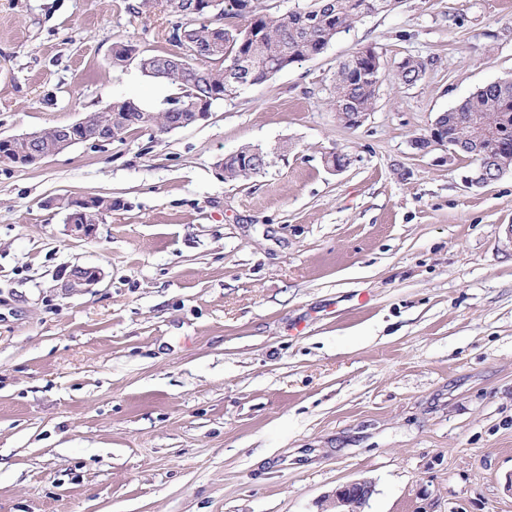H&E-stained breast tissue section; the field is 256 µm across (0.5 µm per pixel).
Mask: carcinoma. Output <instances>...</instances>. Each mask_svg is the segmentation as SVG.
<instances>
[{
	"label": "carcinoma",
	"mask_w": 512,
	"mask_h": 512,
	"mask_svg": "<svg viewBox=\"0 0 512 512\" xmlns=\"http://www.w3.org/2000/svg\"><path fill=\"white\" fill-rule=\"evenodd\" d=\"M391 2L311 0L304 9L276 14L262 8L259 0H251V11L234 27L219 23L211 14L188 20L171 7L169 13L177 21L173 23L170 41L199 48L202 51L199 62L184 65L177 63V58L171 54H157L139 57L138 64L145 75L175 86L177 94L189 90L196 95V100H209L213 93L230 83L229 67H237L239 76L251 81V85H260L273 76L269 70L270 62L280 58L293 64L309 59L337 34L347 31L365 12ZM325 3L332 6V21L324 26L309 24L304 15ZM255 29L262 34L258 40L250 38ZM424 70V62L408 58L397 66L394 77L404 85H411L421 78ZM379 78H383L380 56L373 47H366L341 63L335 77L336 111L368 113L377 95ZM112 111L129 112L135 118L123 130L125 134L152 126L150 111H137L129 100L113 101ZM502 112L512 114V83L487 85L448 110L440 118L439 135L449 143L466 145V150L471 153L474 147L467 145L469 134L477 126L492 128ZM485 149L492 153L497 168L512 170V119L499 127L497 137L486 142ZM255 151L256 148L247 146L224 159V176L231 180L252 176L246 168Z\"/></svg>",
	"instance_id": "1"
}]
</instances>
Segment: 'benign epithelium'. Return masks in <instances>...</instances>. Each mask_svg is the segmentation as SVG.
Listing matches in <instances>:
<instances>
[{"label": "benign epithelium", "mask_w": 512, "mask_h": 512, "mask_svg": "<svg viewBox=\"0 0 512 512\" xmlns=\"http://www.w3.org/2000/svg\"><path fill=\"white\" fill-rule=\"evenodd\" d=\"M184 2L188 3V8L185 10L187 14L199 16L213 11L215 17L221 20L236 19L250 11V0H224V9L218 12L215 11V8H217L219 0H184ZM179 110L181 113H179L178 119L161 128V131L171 132L181 129L209 116L204 103L192 99L181 103ZM131 120L133 117L125 112H113L106 124L94 129L83 118L73 124L58 127L56 128V146L50 151L40 147L39 141L42 136L40 131L0 138V154L13 150L16 142L25 141L32 145V149L26 154L24 164L27 166L38 165L45 158L83 142V139L77 135L79 131L93 129L92 143L94 144L111 142L115 139L116 132L127 126ZM501 175V171L491 168V160L485 159L471 170L470 175L466 177V182L471 186L481 187L498 179ZM99 220L100 216L97 215L95 201L91 198H68L65 226L70 235L79 238L90 237ZM102 278V272L97 267L76 266L64 278L61 288L67 295L81 294L97 285ZM372 492L373 485L367 480L347 483L337 488L328 499V507L334 512H363V506Z\"/></svg>", "instance_id": "benign-epithelium-1"}]
</instances>
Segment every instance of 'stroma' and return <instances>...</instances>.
<instances>
[{
    "label": "stroma",
    "instance_id": "obj_1",
    "mask_svg": "<svg viewBox=\"0 0 512 512\" xmlns=\"http://www.w3.org/2000/svg\"><path fill=\"white\" fill-rule=\"evenodd\" d=\"M138 3L0 0V137L172 96L112 67L176 50ZM366 46L350 129L334 74ZM503 79L512 0H396L205 121L0 159V512H324L360 479L364 512H512V172L412 146ZM248 145L280 154L225 180ZM68 195L111 197L92 237ZM76 265L104 278L64 294ZM378 76L375 77L374 73ZM334 106L338 117L347 126H359L364 117L353 112L366 115L372 109L378 86L382 80L380 56L373 47H366L351 59L341 63L335 74ZM372 78H375L374 80ZM344 112V113H343ZM424 70V62L419 59L408 58L397 66L394 77L401 84L411 85L421 78ZM255 147V146H254ZM253 146H247L236 152L235 154L230 155L226 159H224L221 162V167L224 171L225 178L236 180L239 178H247L252 175L261 173L262 171H265V168H267L272 160H264L262 165L265 168H258L255 169L253 172H246L247 166L250 164V160L252 158V154L259 149L261 152L264 153V151L260 148H254ZM56 206L63 210L67 204L66 198L60 199ZM100 216L97 215L95 201L91 197H69L65 213V226L67 232L79 238H88L93 234Z\"/></svg>",
    "mask_w": 512,
    "mask_h": 512
}]
</instances>
